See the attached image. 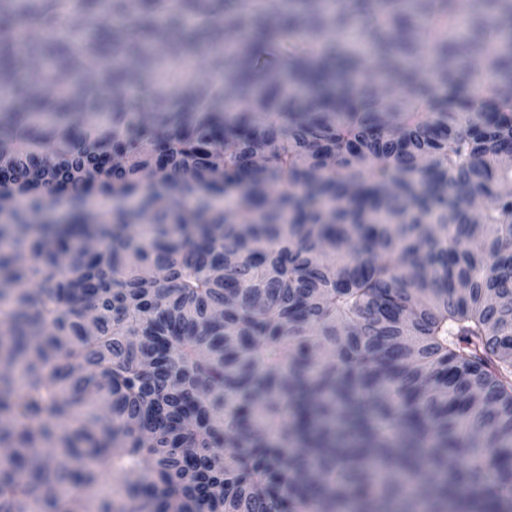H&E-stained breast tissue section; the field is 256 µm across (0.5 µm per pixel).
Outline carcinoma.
<instances>
[{
	"instance_id": "carcinoma-1",
	"label": "carcinoma",
	"mask_w": 512,
	"mask_h": 512,
	"mask_svg": "<svg viewBox=\"0 0 512 512\" xmlns=\"http://www.w3.org/2000/svg\"><path fill=\"white\" fill-rule=\"evenodd\" d=\"M464 10L0 0V512H512V0Z\"/></svg>"
}]
</instances>
